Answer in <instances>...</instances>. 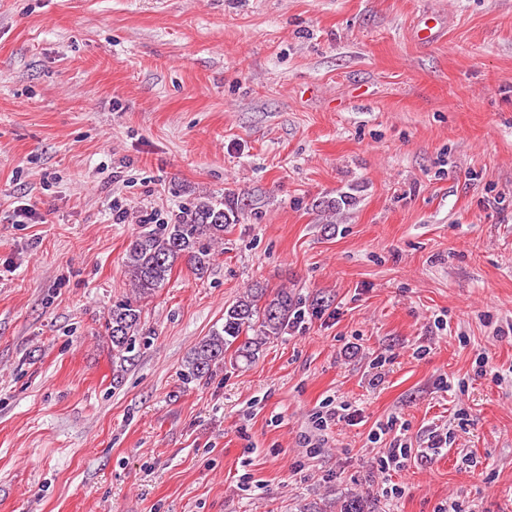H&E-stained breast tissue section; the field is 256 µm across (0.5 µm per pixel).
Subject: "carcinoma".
Returning <instances> with one entry per match:
<instances>
[{"mask_svg":"<svg viewBox=\"0 0 512 512\" xmlns=\"http://www.w3.org/2000/svg\"><path fill=\"white\" fill-rule=\"evenodd\" d=\"M234 223L224 202L199 197L166 224L142 225L126 250L132 295L112 305L106 329L112 341V364L124 371L132 361L140 335L141 301L170 279L176 261L183 258L201 274L212 264L213 247L224 241V231ZM299 306L286 289L268 295L263 287L248 289L224 310V323L193 348L182 378L186 383L211 376L231 347L238 358L254 359L260 349L282 335L299 318ZM340 512H376V505L359 495L340 501Z\"/></svg>","mask_w":512,"mask_h":512,"instance_id":"1","label":"carcinoma"}]
</instances>
